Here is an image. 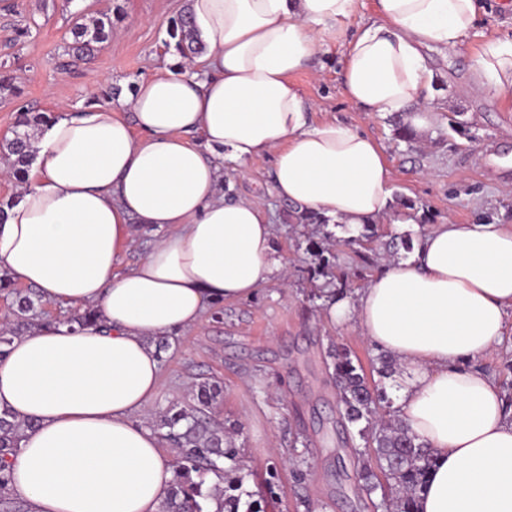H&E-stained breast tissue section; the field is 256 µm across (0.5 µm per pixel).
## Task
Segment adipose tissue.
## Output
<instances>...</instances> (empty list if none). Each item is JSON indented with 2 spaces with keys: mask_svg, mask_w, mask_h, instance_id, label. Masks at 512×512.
I'll use <instances>...</instances> for the list:
<instances>
[{
  "mask_svg": "<svg viewBox=\"0 0 512 512\" xmlns=\"http://www.w3.org/2000/svg\"><path fill=\"white\" fill-rule=\"evenodd\" d=\"M353 10L354 0H188L206 51L167 56L138 82L122 101L133 121L98 106L37 130L0 218V272L44 301L96 309L99 322L37 326L0 357V412L29 424L11 486L31 512H159L175 462L140 421L159 389L155 338L288 272L270 214L224 192L225 163L270 154L279 200L353 231L400 223L378 143L309 123L292 81ZM480 11V0H378L344 38V97L427 136L438 121L427 53L458 52ZM470 89L512 96V38L478 47ZM139 234L154 244L117 273ZM324 308L399 365V418L437 457L418 512H512V415L479 366L505 340L512 227L431 225L355 302Z\"/></svg>",
  "mask_w": 512,
  "mask_h": 512,
  "instance_id": "1",
  "label": "adipose tissue"
}]
</instances>
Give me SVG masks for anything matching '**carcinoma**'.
Instances as JSON below:
<instances>
[{
  "label": "carcinoma",
  "mask_w": 512,
  "mask_h": 512,
  "mask_svg": "<svg viewBox=\"0 0 512 512\" xmlns=\"http://www.w3.org/2000/svg\"><path fill=\"white\" fill-rule=\"evenodd\" d=\"M189 17L182 15L169 31L177 40L181 53L202 52V46L193 44L187 29ZM74 44L67 54L76 58L92 55L95 46L112 35V19L77 16L72 22ZM50 120L44 113L29 109L19 111L14 137L0 145V154L18 179H23L31 162L29 130ZM337 264L324 260L317 275L325 278V287L314 294L322 298L325 288L337 295L345 289L348 274L333 273ZM0 290L15 296L13 323L0 332V357L36 317L38 297L24 295L13 287L5 275L0 276ZM329 358L333 367L336 391L344 420L358 427L365 440L360 451L364 457L359 472L362 488L367 494L381 492L378 507L392 512H416L417 501L426 479L435 466L436 458L426 446L409 434L399 420H377L380 411L390 407L383 389L369 385L363 367L356 355L343 347H331ZM223 386L203 380L195 384L189 403L176 409L168 407L159 413L153 424L163 440L178 449L174 482L161 503L160 512H209L208 504L216 501V512H264L261 500L243 489V478L228 477L222 460L236 461V449L225 436L224 424L211 417L213 405L223 397ZM27 425L11 414H0V512H30L25 501L19 499L11 487V457L19 451V440Z\"/></svg>",
  "instance_id": "carcinoma-1"
}]
</instances>
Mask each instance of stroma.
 Wrapping results in <instances>:
<instances>
[{
	"mask_svg": "<svg viewBox=\"0 0 512 512\" xmlns=\"http://www.w3.org/2000/svg\"><path fill=\"white\" fill-rule=\"evenodd\" d=\"M17 3L13 9L0 0V69L11 79L10 91L0 94V139L10 136L20 108L56 115L66 107L95 104L111 90L129 94L174 53L169 29L186 10V0ZM483 9L458 54H429L439 122L427 139L399 138L394 118L360 111L343 97L340 44L292 77L313 107L312 123L333 119L380 145L404 223L375 225L373 239L351 242L341 225L296 220L289 204L271 192L270 155L224 175L229 195L260 201L270 214L276 253L288 261V281H272L253 298L215 306L198 330L170 336L153 409L185 405L195 383L220 381L224 395L212 416L238 429L236 473L244 488L262 490L267 469L277 473L267 512H374L369 497L357 489L362 442L342 419L328 351L334 343L350 348L371 382L378 379L372 367L379 352L355 323L331 324L323 307L309 300L319 248L330 249L343 268L354 266L356 251L369 254L371 265L348 280L352 300L389 262L407 259L405 250L387 249L391 237L416 239L449 219L512 226V172L479 163L490 149L512 158V99L469 90V66L479 45L512 37V0H483ZM78 12L108 14L112 34L90 60L73 64L65 49Z\"/></svg>",
	"mask_w": 512,
	"mask_h": 512,
	"instance_id": "stroma-1",
	"label": "stroma"
}]
</instances>
